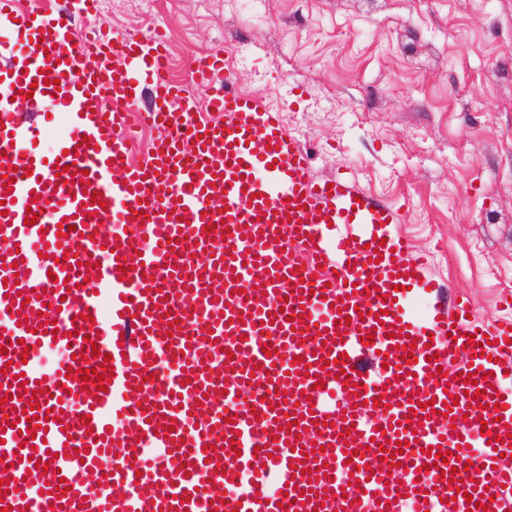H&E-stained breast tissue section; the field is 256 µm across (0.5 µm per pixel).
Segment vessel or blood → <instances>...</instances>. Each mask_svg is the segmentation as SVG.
<instances>
[{
  "label": "vessel or blood",
  "mask_w": 512,
  "mask_h": 512,
  "mask_svg": "<svg viewBox=\"0 0 512 512\" xmlns=\"http://www.w3.org/2000/svg\"><path fill=\"white\" fill-rule=\"evenodd\" d=\"M0 24L27 48L0 59L1 505L460 512L472 496L512 512V318L442 299L412 312L433 287L393 232L401 206L316 180L222 52L184 85L159 26L77 40L74 16L16 0ZM20 91L33 119L10 108ZM138 125L159 137L136 160ZM48 346L67 354L49 374Z\"/></svg>",
  "instance_id": "vessel-or-blood-1"
}]
</instances>
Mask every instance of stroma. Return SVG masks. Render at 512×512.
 I'll list each match as a JSON object with an SVG mask.
<instances>
[{"label":"stroma","instance_id":"stroma-1","mask_svg":"<svg viewBox=\"0 0 512 512\" xmlns=\"http://www.w3.org/2000/svg\"><path fill=\"white\" fill-rule=\"evenodd\" d=\"M118 34L166 28L174 75L229 49L313 173L404 204L426 275L485 322L512 290V0H100Z\"/></svg>","mask_w":512,"mask_h":512}]
</instances>
